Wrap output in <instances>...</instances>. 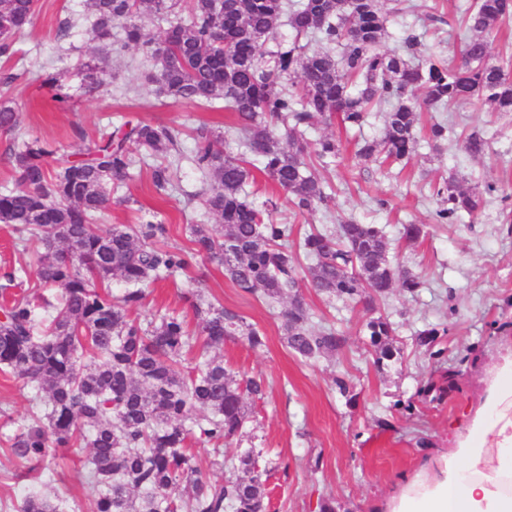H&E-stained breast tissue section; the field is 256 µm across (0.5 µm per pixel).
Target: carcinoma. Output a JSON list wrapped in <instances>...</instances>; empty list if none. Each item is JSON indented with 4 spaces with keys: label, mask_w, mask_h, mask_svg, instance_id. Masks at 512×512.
<instances>
[{
    "label": "carcinoma",
    "mask_w": 512,
    "mask_h": 512,
    "mask_svg": "<svg viewBox=\"0 0 512 512\" xmlns=\"http://www.w3.org/2000/svg\"><path fill=\"white\" fill-rule=\"evenodd\" d=\"M90 29L112 56V28L120 47L134 48L154 62L149 80L174 102L210 107L224 103L235 116L240 154L224 151V135L201 125L191 132L193 168L210 183L187 195L211 224H190L189 249L165 243V224L116 226L100 233L94 222L112 205L108 192L131 176L132 146L158 160L153 185H171L180 156L181 132L161 123L130 122L102 137L88 158L57 157L48 142L20 132L12 98L0 94V131L11 135L7 148L16 186L0 193V224L12 226L22 241L39 245V287L50 295L16 290V276L0 284V373L37 390L40 414L7 447L18 465L52 468V448H91L89 478L95 512H265L270 469L260 465L263 449L233 447L248 419L245 395L260 399L264 384L242 385L224 367V341L243 337L257 347L260 331L235 312L206 303L198 293L184 301L197 320L161 314L143 324L133 313L145 287L182 275L197 259L224 266L242 291L266 302L287 300L281 312L288 348L304 359L333 357L346 338L333 326L311 329L312 316L300 291L298 256L311 261L310 285L330 298L374 309L395 287L414 294L418 277L388 260L389 240L375 224L348 221L336 232L311 229L299 236L290 224L247 200L254 170L289 196L301 213L328 209L330 186L316 167L329 168L341 149L332 135L311 143L308 129L334 123L362 130L367 114L385 111L380 136L360 137L351 161L380 158L407 161L418 144L419 113L451 106L490 105L512 112V62H499L490 38L512 20V0H475L457 20L470 33L459 58L429 57L414 64L408 52L418 45L409 35L406 52L386 51L387 13L380 0H85ZM37 0H0V54L9 55L33 23ZM287 16L290 34L278 35ZM166 24L153 38L139 20ZM318 38L339 48V56L312 48ZM85 87L94 92L104 69L84 64ZM427 138L437 149L448 140L469 156L489 153L478 130L455 132L434 122ZM486 192L462 189L450 180L433 187L435 220L455 224L485 204ZM125 285L112 297L110 282ZM392 328L371 317L365 336L376 362L396 361L400 350L388 341ZM448 327L420 332L417 342L439 357V338ZM196 351V363L184 368ZM461 370L441 373L423 386L430 402L441 404ZM224 454L233 475L218 483L194 465L190 443ZM20 512H79L65 500L52 503L30 492Z\"/></svg>",
    "instance_id": "obj_1"
}]
</instances>
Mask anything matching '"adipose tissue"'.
Returning a JSON list of instances; mask_svg holds the SVG:
<instances>
[{
  "label": "adipose tissue",
  "mask_w": 512,
  "mask_h": 512,
  "mask_svg": "<svg viewBox=\"0 0 512 512\" xmlns=\"http://www.w3.org/2000/svg\"><path fill=\"white\" fill-rule=\"evenodd\" d=\"M500 345L477 406L446 450L402 478L384 512H512V336Z\"/></svg>",
  "instance_id": "obj_1"
}]
</instances>
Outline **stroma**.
<instances>
[{
    "label": "stroma",
    "mask_w": 512,
    "mask_h": 512,
    "mask_svg": "<svg viewBox=\"0 0 512 512\" xmlns=\"http://www.w3.org/2000/svg\"><path fill=\"white\" fill-rule=\"evenodd\" d=\"M469 2L407 0L403 10L389 17L384 48H401L405 34L413 32L421 39L418 58L454 57L463 33L443 20L457 16ZM86 15L85 0H38L33 23L14 45L8 63L16 76L11 96L23 132L75 158L94 145L100 129L128 121L163 123L186 134L201 124L226 132L233 122L231 113L158 96L155 85L145 79L153 63L137 51L113 55L104 86L86 94L78 66L94 46ZM65 20L71 23L70 35L62 39L57 31ZM46 71L60 73L74 111L59 110L52 91L41 87L38 76ZM456 117L462 126L485 133L490 156L471 159L456 146L437 153L423 141L417 156L404 166L338 163L324 173L336 185L335 203L326 212L295 211L261 175L248 189L249 202L301 231L313 226L334 231L351 219L383 227L390 260L422 283L412 295L393 289L375 311L392 325L391 341L402 351L399 361L377 366L363 332L370 313L362 304L330 301L309 287L302 293L313 330L331 324L347 338L335 357H297L283 338L281 305L265 304L241 291L217 264L198 261L189 273L146 290L137 312L141 320H150L159 310L188 314L183 296L197 290L262 334L264 344L257 348L241 337L225 341L224 365L235 379H259L266 387L263 399L248 401L249 419L238 440L243 448L266 449L268 460L277 465L268 479L266 512H319L327 500L336 512H375L396 490L401 475L415 473L427 455L447 447L453 429L480 393L481 381L495 361L497 335L490 324L512 321V228L501 200L512 194V113L461 107ZM449 178L476 191L491 184L495 192L477 216L465 214L457 223L438 224L431 188ZM199 181L187 161L177 168L173 187L164 191L154 188L149 167L135 169L118 190L132 198V205H112L96 227L105 233L116 225L164 224L168 245L188 246L186 225L204 222L205 217L201 210L186 208L184 195L195 191ZM381 198L386 201L382 207L377 204ZM407 224L423 225L425 231L412 247L402 238ZM36 260V245L20 242L11 226L0 224V278L22 268L23 287L33 288ZM441 322L447 323L448 334L437 361L417 345L416 337ZM441 368L461 370L462 390L438 406L418 391ZM338 376L352 382L349 395L336 388ZM32 398L31 389L20 380L0 374V512H17L33 488L52 500L67 497L82 512H92L94 498L85 479L90 450L85 446L57 449L53 477L32 482L14 478L16 464L1 442L29 423ZM398 401L412 402L413 415L394 410Z\"/></svg>",
    "instance_id": "1"
}]
</instances>
